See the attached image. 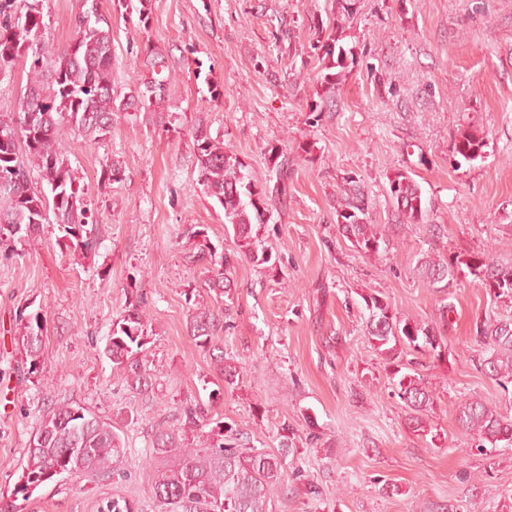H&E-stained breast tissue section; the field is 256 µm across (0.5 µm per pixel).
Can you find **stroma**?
I'll return each instance as SVG.
<instances>
[{
    "mask_svg": "<svg viewBox=\"0 0 512 512\" xmlns=\"http://www.w3.org/2000/svg\"><path fill=\"white\" fill-rule=\"evenodd\" d=\"M98 7L112 24L114 95L149 77L147 44L165 57L168 91L99 142L62 134L95 247L52 221L0 254V494L13 490L50 402L66 399L122 413L127 453L111 477L41 486L25 512H95L112 495L158 512L150 487L163 461L147 452L156 429H183L198 400L249 447L276 453L293 439L273 512H512V445L477 449L457 419L470 398L512 417V383L477 368L475 341L476 323L512 317V296L490 295L466 269L446 290L415 270L425 253L490 250L512 263V0H150L145 27L138 0ZM76 10L77 0H42L43 40L64 46ZM322 32L338 36L329 84ZM198 124L257 181L286 163L288 191L269 201L260 231L269 263L235 258L224 211L198 184ZM470 127L485 133L484 153L454 167L453 139ZM113 162L122 181H98ZM399 170L420 185L426 223L396 212L388 181ZM350 176L384 234L378 255L338 226ZM201 250L206 260H195ZM226 255L236 292L211 347L242 369L231 388L187 328L194 305L211 303L205 268ZM372 294L444 327L442 359L417 357L435 397L428 432L406 426L394 368L364 334ZM140 297L149 396L129 391L103 353ZM38 314L46 333L33 360L21 336ZM311 483L319 496L307 495Z\"/></svg>",
    "mask_w": 512,
    "mask_h": 512,
    "instance_id": "obj_1",
    "label": "stroma"
}]
</instances>
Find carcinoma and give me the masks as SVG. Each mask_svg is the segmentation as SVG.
Segmentation results:
<instances>
[{"label": "carcinoma", "instance_id": "carcinoma-1", "mask_svg": "<svg viewBox=\"0 0 512 512\" xmlns=\"http://www.w3.org/2000/svg\"><path fill=\"white\" fill-rule=\"evenodd\" d=\"M42 0H0V72L11 75L18 62L29 65L31 75L15 112H0V247L9 253L12 242L30 237L48 216L65 225L66 233L78 245L93 246L94 224L84 207L68 159L62 153L59 137L70 130L87 140L98 141L112 132L121 114L141 107L150 112L166 90L161 78L167 68L165 57L145 48L144 67L153 78L142 83L137 92L122 100L112 95V24L96 8V0H78L74 33L60 49L41 41L45 28ZM198 166V182L206 195L224 210L240 254L253 262L268 263L266 252H258L259 230L264 223L261 206L270 197L286 193L287 169L277 165L275 179L262 184L242 173L243 164L236 155L213 140L197 125L190 131ZM484 136L479 129L458 133L452 154L457 164L472 162L483 153ZM45 182L48 191L31 188L32 176ZM343 208L337 212L342 234L352 246L371 255L378 254L385 239L378 225L368 220L362 207L361 189L354 178L343 185ZM391 200L399 215L409 224L427 219L421 189L412 176L396 172L390 180ZM467 267L487 292L497 297L512 295V265L504 267L484 257L467 261L460 256L445 260L426 255L416 269L430 285L453 286L456 270ZM214 294L216 306L198 308L188 322L192 337L203 346L210 344L222 327L226 302L233 299L234 288L224 268H215L205 280ZM368 316L364 335L383 356L398 361L407 369L411 362L402 357L411 352L442 357L444 336L440 328L398 316L389 303L376 295L364 298ZM146 302L139 299L112 324V334L104 355L112 367L124 375L134 393H153L152 374L139 357L145 345ZM44 327L41 316L26 324L22 343L32 359L42 355ZM477 338L483 346L480 370L490 379L512 381V318L484 320L477 326ZM215 364L224 383L238 384L241 371L236 363L215 356ZM396 392L407 408V424L414 432H426L425 412L433 408L434 396L410 374H402ZM191 431H200L192 439L156 430L153 454L172 459L169 468L157 472L151 494L160 512H273L277 489L284 485L286 473L280 456L293 451V442L281 445V455L255 448L224 443V426L209 417L202 404L183 410ZM461 427L478 439V448L512 443V418L500 414L489 402L472 398L459 405ZM119 421L104 419L80 404L59 401L41 419L25 464L18 476L14 495L27 502L34 491L59 476L96 474L109 476L119 471L125 456Z\"/></svg>", "mask_w": 512, "mask_h": 512}]
</instances>
